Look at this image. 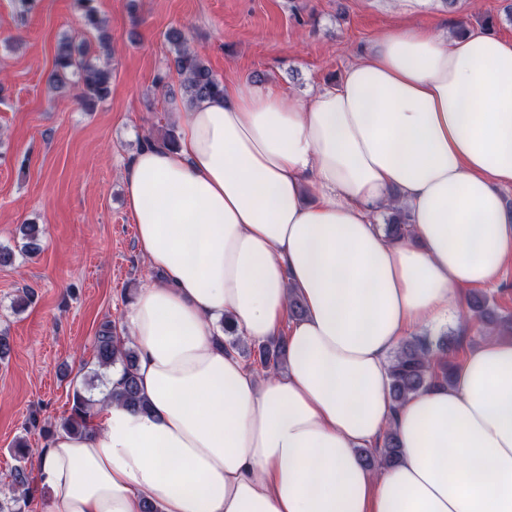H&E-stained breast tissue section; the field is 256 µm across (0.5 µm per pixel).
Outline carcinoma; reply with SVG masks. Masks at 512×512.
Here are the masks:
<instances>
[{"label":"carcinoma","instance_id":"obj_1","mask_svg":"<svg viewBox=\"0 0 512 512\" xmlns=\"http://www.w3.org/2000/svg\"><path fill=\"white\" fill-rule=\"evenodd\" d=\"M95 0H74L75 6L87 24L101 28L102 20L97 18L93 6ZM167 40L174 47L172 66L181 78V87L189 105L193 106L202 98L219 96L224 93L222 85L200 55L187 45L184 33L172 29ZM99 54H91V45L87 42L76 44L68 38L59 41L55 54L54 70L50 81L57 88L69 84L77 87L76 98L86 111L91 112L110 93L112 71L100 61V57L109 56L110 39L100 38ZM385 237L398 241L409 233V224L403 214L396 215L384 228ZM467 313L479 325L483 336H511L512 318L502 316L490 305L489 299L479 293L469 295ZM452 345L448 338L441 339L432 349L424 343L407 342L399 347L389 361L390 389L393 400L401 404L409 396L430 388L438 382L451 383L454 362L450 359ZM254 362L264 370L276 369L287 356V343L280 340L273 344L260 343L249 349ZM136 352L127 346L124 337L118 336L110 325L97 336L96 364L100 368H110L119 364L123 368L121 388L110 394V398L133 410L147 411L149 404L140 391L135 364ZM95 417L94 401L81 390L73 393L69 414L61 421L62 430L81 435L89 432ZM364 461L370 467L389 466L398 458V445L395 435H384L383 446L378 449H361ZM17 465L14 468L13 484L9 496H0V512H22V504L31 496L27 462L29 449L23 440H18L14 448Z\"/></svg>","mask_w":512,"mask_h":512}]
</instances>
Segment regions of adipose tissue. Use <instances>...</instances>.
Returning a JSON list of instances; mask_svg holds the SVG:
<instances>
[{
  "label": "adipose tissue",
  "mask_w": 512,
  "mask_h": 512,
  "mask_svg": "<svg viewBox=\"0 0 512 512\" xmlns=\"http://www.w3.org/2000/svg\"><path fill=\"white\" fill-rule=\"evenodd\" d=\"M124 182L155 272L123 317L150 409L108 400L90 434H55L50 512H512V339L400 405L388 374L414 328L467 329L462 291L512 265V40L403 25L305 101L225 84ZM225 318L285 337L284 369L226 350ZM389 430L377 472L360 451ZM398 445L395 435L387 432L384 435L383 446L378 449H361L364 461L370 467H383L394 464L398 458Z\"/></svg>",
  "instance_id": "adipose-tissue-1"
}]
</instances>
